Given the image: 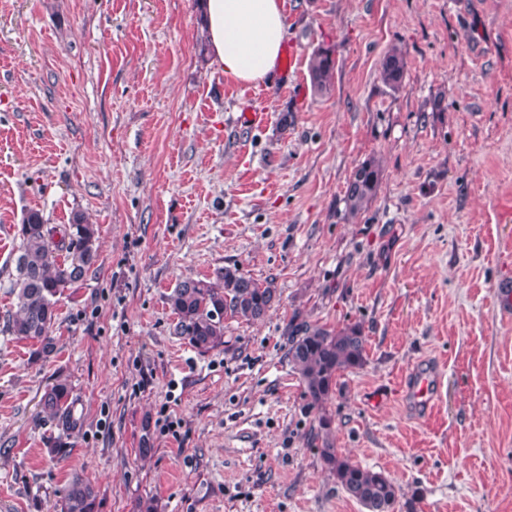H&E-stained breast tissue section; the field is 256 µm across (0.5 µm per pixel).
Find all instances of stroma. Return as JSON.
Instances as JSON below:
<instances>
[{"mask_svg": "<svg viewBox=\"0 0 512 512\" xmlns=\"http://www.w3.org/2000/svg\"><path fill=\"white\" fill-rule=\"evenodd\" d=\"M284 9L294 70L241 83L203 55L197 0H0V512H59L76 475L97 512H363L311 437L287 358L301 321L362 323L365 363L325 408L339 451L400 487L398 512H512V321L493 296L512 274V0ZM323 43L337 54L320 95ZM394 46L396 91L379 78ZM246 110L265 125L239 126ZM370 156L377 195L346 218ZM30 209L99 229L41 359L6 327ZM233 263L278 299L198 354L166 297ZM416 368L440 382L424 415L403 397ZM58 381L77 398L65 439L41 417ZM336 69V48L319 45L309 60V77L315 92L323 94L331 90ZM406 73V63L401 51L393 47L383 57L379 75L381 81L391 90L402 88ZM382 168L377 157L370 156L353 170L344 196L345 215L356 217L365 211L376 197Z\"/></svg>", "mask_w": 512, "mask_h": 512, "instance_id": "stroma-1", "label": "stroma"}]
</instances>
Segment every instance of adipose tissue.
Returning a JSON list of instances; mask_svg holds the SVG:
<instances>
[{
    "label": "adipose tissue",
    "instance_id": "adipose-tissue-1",
    "mask_svg": "<svg viewBox=\"0 0 512 512\" xmlns=\"http://www.w3.org/2000/svg\"><path fill=\"white\" fill-rule=\"evenodd\" d=\"M211 62L239 82L271 79L281 60L282 0H200Z\"/></svg>",
    "mask_w": 512,
    "mask_h": 512
}]
</instances>
